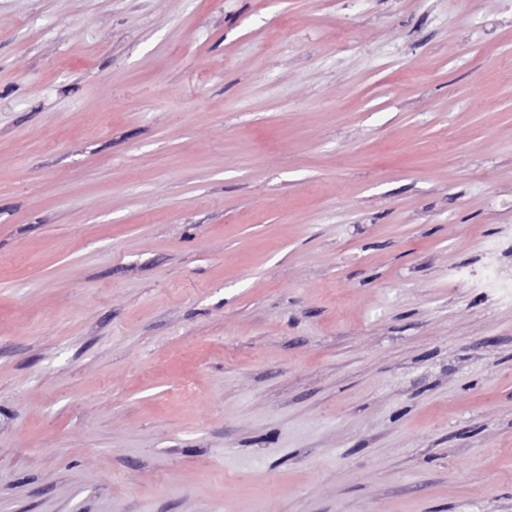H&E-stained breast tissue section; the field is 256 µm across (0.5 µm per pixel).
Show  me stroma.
Instances as JSON below:
<instances>
[{
  "mask_svg": "<svg viewBox=\"0 0 512 512\" xmlns=\"http://www.w3.org/2000/svg\"><path fill=\"white\" fill-rule=\"evenodd\" d=\"M512 0H0V512H512Z\"/></svg>",
  "mask_w": 512,
  "mask_h": 512,
  "instance_id": "1",
  "label": "stroma"
}]
</instances>
